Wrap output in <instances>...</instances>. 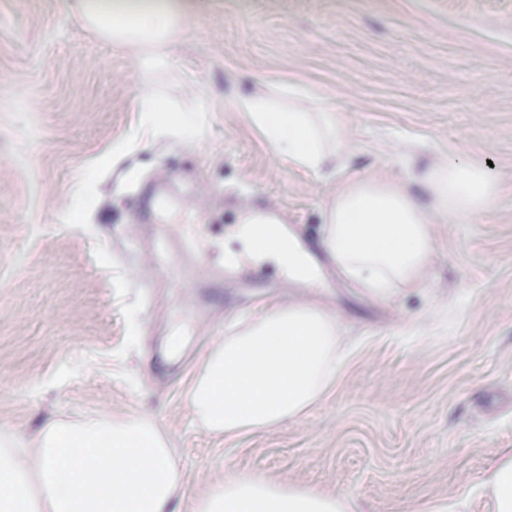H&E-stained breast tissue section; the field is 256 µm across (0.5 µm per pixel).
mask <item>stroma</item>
Here are the masks:
<instances>
[{"instance_id": "obj_1", "label": "stroma", "mask_w": 512, "mask_h": 512, "mask_svg": "<svg viewBox=\"0 0 512 512\" xmlns=\"http://www.w3.org/2000/svg\"><path fill=\"white\" fill-rule=\"evenodd\" d=\"M161 74L68 0H0V424L51 412L150 414L188 495L223 471L337 490L358 512H414L512 448V0H191ZM306 83L340 108L360 171L489 160L493 208L437 223L420 293L372 302L321 246L327 186L275 158L229 106ZM201 107L187 139L148 135L146 92ZM103 196L74 211L85 181ZM277 212L319 257L316 283L224 266L242 205ZM194 237L196 250L185 241ZM294 297L344 316L358 346L302 419L218 439L186 392L210 342Z\"/></svg>"}]
</instances>
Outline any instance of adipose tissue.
<instances>
[{"instance_id":"obj_1","label":"adipose tissue","mask_w":512,"mask_h":512,"mask_svg":"<svg viewBox=\"0 0 512 512\" xmlns=\"http://www.w3.org/2000/svg\"><path fill=\"white\" fill-rule=\"evenodd\" d=\"M86 25L128 49L138 69L167 66V51L189 22L186 0H74ZM231 104L275 157L324 179L321 240L338 273L382 302L425 283L436 219L463 221L488 212L501 184L486 163H420L422 144L396 143L400 175L359 173L357 148L336 108L306 85L260 84ZM143 126L183 137L185 111L152 94L141 101ZM228 260L273 261L287 279L308 281L306 252L269 227L263 214L241 218ZM352 348L342 318L324 306L281 301L214 342L187 391L193 421L205 432L237 437L300 419L335 386ZM185 477L168 435L148 414L51 413L33 433L0 425V512H178ZM489 512H512V452L455 499H431L420 512H459L473 495ZM191 512H357L351 498L294 482L236 472L212 476Z\"/></svg>"}]
</instances>
